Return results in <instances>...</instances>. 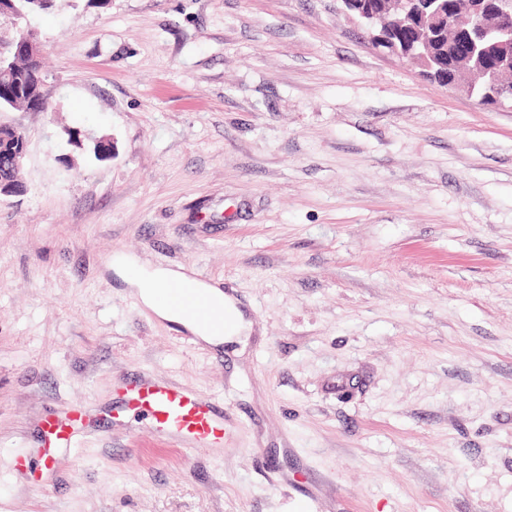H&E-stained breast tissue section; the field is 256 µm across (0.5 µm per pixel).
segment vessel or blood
Returning a JSON list of instances; mask_svg holds the SVG:
<instances>
[{
	"label": "vessel or blood",
	"mask_w": 512,
	"mask_h": 512,
	"mask_svg": "<svg viewBox=\"0 0 512 512\" xmlns=\"http://www.w3.org/2000/svg\"><path fill=\"white\" fill-rule=\"evenodd\" d=\"M167 302L181 312L213 323L221 322L220 313L210 307L208 296L190 285L174 283L165 288ZM129 408L134 416L180 442L206 445L224 438V414L210 403L183 387L157 384L147 379L134 381L130 387ZM75 419L48 420L44 433L53 446L72 441Z\"/></svg>",
	"instance_id": "1"
}]
</instances>
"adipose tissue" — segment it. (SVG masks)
<instances>
[{
	"label": "adipose tissue",
	"instance_id": "ef3b65f1",
	"mask_svg": "<svg viewBox=\"0 0 512 512\" xmlns=\"http://www.w3.org/2000/svg\"><path fill=\"white\" fill-rule=\"evenodd\" d=\"M116 266L121 277L136 288L140 302L158 318L182 326L198 341L209 346L246 344L252 332V323L247 319L238 300L232 294L213 285L206 288L212 303L225 315V328L217 330L204 322L184 315L178 309L164 302L160 296V288L174 281L190 282V275L163 267L146 266L132 257L117 259Z\"/></svg>",
	"mask_w": 512,
	"mask_h": 512
}]
</instances>
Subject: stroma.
<instances>
[{
    "instance_id": "obj_1",
    "label": "stroma",
    "mask_w": 512,
    "mask_h": 512,
    "mask_svg": "<svg viewBox=\"0 0 512 512\" xmlns=\"http://www.w3.org/2000/svg\"><path fill=\"white\" fill-rule=\"evenodd\" d=\"M28 26L51 107L0 112L27 138L0 512H512V107L340 0H58ZM123 256L230 289L244 352L141 306ZM141 375L222 405L224 447L128 417ZM80 412L43 464L44 419ZM340 1L343 3L346 12H352L354 17L360 20L366 26L370 36L371 44L374 48L387 49L390 53L397 55L400 58L406 59L415 66L421 67L424 72L423 75H433L434 71L430 67H424L419 64L418 55L414 54L412 52V49H404L397 47L393 43L392 38L383 29H380L377 34H374L372 32V28L375 26L374 20L376 18V15L378 14V6L374 2H368L370 0Z\"/></svg>"
}]
</instances>
